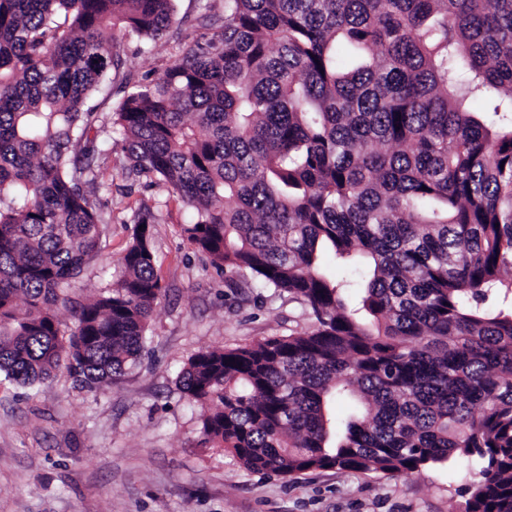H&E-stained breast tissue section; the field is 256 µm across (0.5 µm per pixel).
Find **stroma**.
<instances>
[{"instance_id": "1", "label": "stroma", "mask_w": 512, "mask_h": 512, "mask_svg": "<svg viewBox=\"0 0 512 512\" xmlns=\"http://www.w3.org/2000/svg\"><path fill=\"white\" fill-rule=\"evenodd\" d=\"M161 41L123 39L135 80L155 79L207 27L200 0H176ZM91 197L106 219L99 256L74 283L89 298L112 287L142 216L153 222L164 292L139 364L96 389L59 370L34 386L0 374V512H459L475 464L463 458L409 476L320 470L261 475L199 443L201 408L176 385L198 350L234 348L312 328L287 295L229 288L184 236L191 212L155 179L129 175L122 136L103 145Z\"/></svg>"}]
</instances>
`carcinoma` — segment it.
Listing matches in <instances>:
<instances>
[{"instance_id": "cac0c4a2", "label": "carcinoma", "mask_w": 512, "mask_h": 512, "mask_svg": "<svg viewBox=\"0 0 512 512\" xmlns=\"http://www.w3.org/2000/svg\"><path fill=\"white\" fill-rule=\"evenodd\" d=\"M205 9L210 35L101 113L130 83L118 36L162 39L175 0H0V372L93 389L141 356L162 295L147 219L111 289L69 293L99 250L111 125L229 284L315 319L188 359L202 446L284 477L476 457L463 512H512V0Z\"/></svg>"}]
</instances>
